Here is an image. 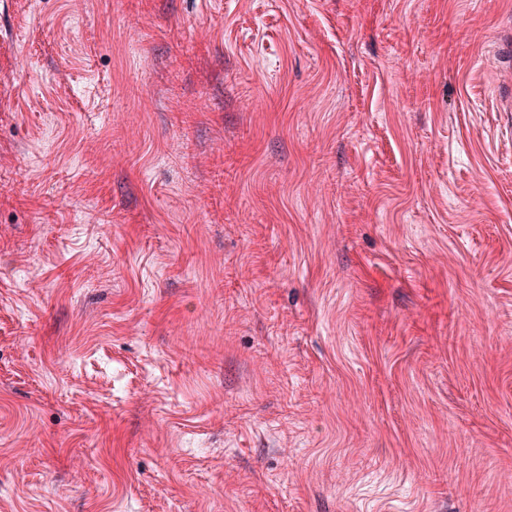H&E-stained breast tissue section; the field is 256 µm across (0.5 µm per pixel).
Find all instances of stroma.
Returning a JSON list of instances; mask_svg holds the SVG:
<instances>
[{"instance_id":"35a3bbf8","label":"stroma","mask_w":512,"mask_h":512,"mask_svg":"<svg viewBox=\"0 0 512 512\" xmlns=\"http://www.w3.org/2000/svg\"><path fill=\"white\" fill-rule=\"evenodd\" d=\"M512 0H0V512H512Z\"/></svg>"}]
</instances>
